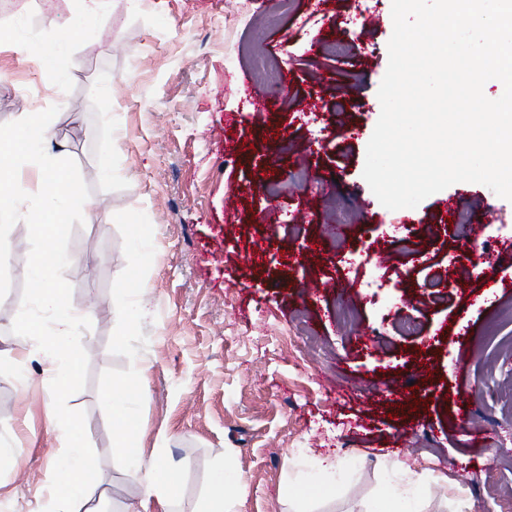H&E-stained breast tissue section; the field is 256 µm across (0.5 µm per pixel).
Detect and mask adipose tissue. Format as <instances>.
<instances>
[{
	"instance_id": "1",
	"label": "adipose tissue",
	"mask_w": 512,
	"mask_h": 512,
	"mask_svg": "<svg viewBox=\"0 0 512 512\" xmlns=\"http://www.w3.org/2000/svg\"><path fill=\"white\" fill-rule=\"evenodd\" d=\"M109 5L110 0H72L68 21L55 26L46 41L29 25L27 10L22 7L7 26V37L21 51L46 49L54 63L53 84L61 89L69 77L66 62L72 57L75 44L89 47L99 43ZM52 126V113L27 112L11 131L0 133V224L29 223L38 240L33 296L15 318L24 355H39L47 379L53 382L76 368L73 353L85 317L84 310L70 302L59 275L66 258L55 227L71 216L87 214L90 202L74 188L64 148H53ZM130 396L126 389L112 393L109 414L113 431L127 466L143 468L148 473L145 499H156L165 508L178 492L179 472L163 455L145 454L133 442ZM56 428L64 451L49 464L51 480L40 512H99L98 503L104 493L92 475L84 427L75 425L61 412L56 416ZM344 478L338 461L312 458L305 461L293 486L327 497ZM246 495L247 485L241 478L216 469L201 512H234L235 505L242 503ZM366 512H422L414 472L402 468L400 478L390 483L387 494L373 499Z\"/></svg>"
}]
</instances>
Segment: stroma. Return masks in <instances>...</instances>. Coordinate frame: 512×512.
I'll return each mask as SVG.
<instances>
[{"instance_id":"35a3bbf8","label":"stroma","mask_w":512,"mask_h":512,"mask_svg":"<svg viewBox=\"0 0 512 512\" xmlns=\"http://www.w3.org/2000/svg\"><path fill=\"white\" fill-rule=\"evenodd\" d=\"M392 0H112L99 45L77 46L63 90L40 53L0 44V130L21 113H54L71 178L91 204L58 229L72 263L70 302L86 309L77 368L59 386L39 360L12 379L16 311L30 300L38 242L7 231L0 264V507L38 512L60 451L53 412L87 429L105 512L140 504L146 470L116 450L108 399L134 391V441L163 449L181 475L173 512H195L217 465L239 474V512H292L297 453L338 458L349 475L313 512H364L385 491L379 463L410 466L424 512H505L512 504V288L490 289L454 239L430 228L448 209L481 225L484 247L512 249V201L459 182L416 208L390 210L362 173L381 113ZM288 72V97L255 110L263 89L251 42ZM111 87V99L100 91ZM235 123L225 127L226 115ZM284 138L267 145L275 130ZM235 150L225 153V139ZM253 151H246V144ZM112 169L104 179V169ZM309 171L300 188L270 183ZM414 225L402 240L388 227ZM265 253L254 251L256 240ZM379 242L403 276L381 310L353 269ZM354 284L349 325L339 287ZM142 313L129 321L127 308ZM402 313L418 326L403 335ZM368 332L371 341L355 338ZM474 387L459 392L462 377ZM401 392L387 402L385 391ZM472 413L469 431L457 416ZM487 432L488 447L470 433Z\"/></svg>"}]
</instances>
